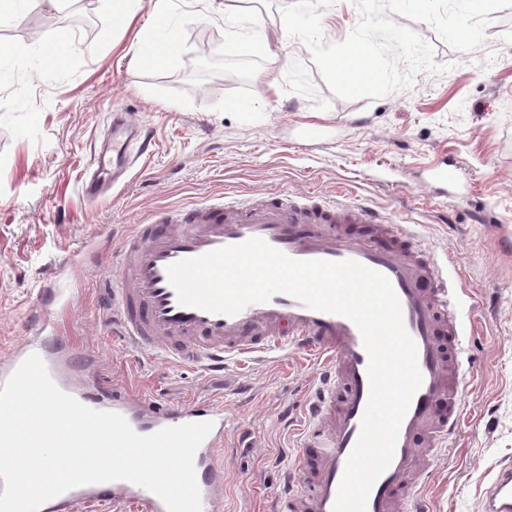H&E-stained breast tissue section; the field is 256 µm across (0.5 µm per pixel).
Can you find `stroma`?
Returning a JSON list of instances; mask_svg holds the SVG:
<instances>
[{
  "mask_svg": "<svg viewBox=\"0 0 512 512\" xmlns=\"http://www.w3.org/2000/svg\"><path fill=\"white\" fill-rule=\"evenodd\" d=\"M13 0L0 14V356L37 334L40 290H67L54 335L108 397L164 409L208 400L224 407L223 512H265L290 457L291 425L314 394L315 368L299 351L209 371L130 347L112 332L106 296L120 275V240L167 209L210 206L232 193L263 201L303 193L343 196L407 225L415 245L453 265L477 306L466 339L459 430L422 486L429 512H481L500 466L512 465V8L492 12L482 45L452 49L433 26L403 16L434 50L422 71L386 96L337 97L308 47L286 36L291 0ZM359 20L336 0L320 24L329 43ZM179 50L152 53L170 31ZM283 40L279 62L249 43ZM150 128L153 152L124 187L86 204L81 183L113 113ZM321 128L307 141L305 127ZM449 164L457 190L431 184Z\"/></svg>",
  "mask_w": 512,
  "mask_h": 512,
  "instance_id": "1",
  "label": "stroma"
}]
</instances>
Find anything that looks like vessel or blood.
Listing matches in <instances>:
<instances>
[{"instance_id": "obj_1", "label": "vessel or blood", "mask_w": 512, "mask_h": 512, "mask_svg": "<svg viewBox=\"0 0 512 512\" xmlns=\"http://www.w3.org/2000/svg\"><path fill=\"white\" fill-rule=\"evenodd\" d=\"M111 137V145L97 153L95 170L82 182L87 201H98L105 189L121 183L150 146L144 126L125 117L113 120ZM252 238L297 260H352L391 283L416 344L423 382L402 421L393 460L369 493L366 512H423L421 491L408 479L426 471L421 439L438 449L454 439L462 394L463 317L473 303L459 278L434 259L406 251L407 227L343 200L323 205L276 198L249 206L228 200L184 213L162 212L159 223L139 225L121 243L125 274L109 295L114 332L137 348L210 371L223 369L230 359H254L288 348L313 358L320 367L319 394L296 431L295 461L269 512H332L370 389L369 356L357 326L344 316L310 309L285 293L235 315L213 313L180 304L168 280L171 264ZM34 353L62 391L89 408L121 414L138 434L212 422L195 455V469L202 512H223L225 474L217 460L224 447L222 405L203 402L156 411L93 400L68 378L66 370L74 365L71 356L47 349L40 335L29 337L0 360V385ZM105 503L114 512L130 507L167 512L158 496L126 480L73 488L44 503L40 512H76L81 505ZM482 512H512L511 466L501 469L486 489Z\"/></svg>"}]
</instances>
